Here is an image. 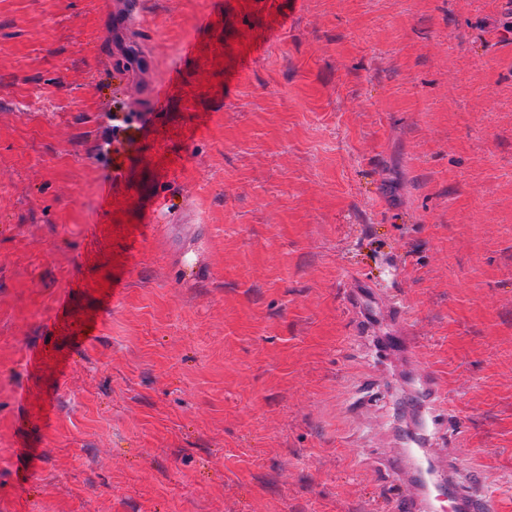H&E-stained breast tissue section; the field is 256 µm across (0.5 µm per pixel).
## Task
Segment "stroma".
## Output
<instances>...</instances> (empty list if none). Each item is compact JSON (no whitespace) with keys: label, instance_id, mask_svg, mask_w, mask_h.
Returning <instances> with one entry per match:
<instances>
[{"label":"stroma","instance_id":"1","mask_svg":"<svg viewBox=\"0 0 512 512\" xmlns=\"http://www.w3.org/2000/svg\"><path fill=\"white\" fill-rule=\"evenodd\" d=\"M509 21L0 0V512H384L380 336L512 512ZM118 107L150 119L114 161Z\"/></svg>","mask_w":512,"mask_h":512}]
</instances>
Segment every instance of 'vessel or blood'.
Returning <instances> with one entry per match:
<instances>
[{
	"mask_svg": "<svg viewBox=\"0 0 512 512\" xmlns=\"http://www.w3.org/2000/svg\"><path fill=\"white\" fill-rule=\"evenodd\" d=\"M414 376L426 394L423 430L406 437L393 459L396 494L388 512H493L492 498L454 470L456 450L448 446L438 426L447 409L446 394L433 389L424 366H417Z\"/></svg>",
	"mask_w": 512,
	"mask_h": 512,
	"instance_id": "b4317fda",
	"label": "vessel or blood"
}]
</instances>
